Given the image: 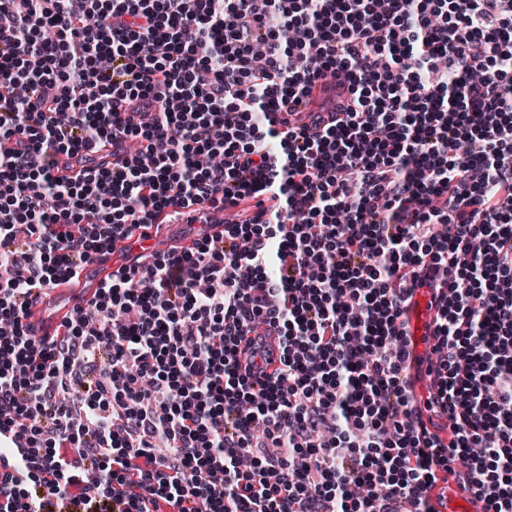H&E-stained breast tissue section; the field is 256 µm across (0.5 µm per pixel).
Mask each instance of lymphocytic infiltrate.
Segmentation results:
<instances>
[{"label":"lymphocytic infiltrate","mask_w":512,"mask_h":512,"mask_svg":"<svg viewBox=\"0 0 512 512\" xmlns=\"http://www.w3.org/2000/svg\"><path fill=\"white\" fill-rule=\"evenodd\" d=\"M2 138L0 512H429L461 461L512 512V0H0ZM103 140L121 165L54 176ZM248 201L29 335L114 238ZM424 270L446 444L407 378ZM86 279L87 271L83 272L78 279L69 280L51 287L52 289L40 291L30 304L26 319L31 336L37 340H42L61 334V324L64 318L71 313V308L68 306L55 309L59 305L62 295L66 293L63 288H72L69 290V294L66 295L67 302L71 303L72 306L82 304L86 301L84 295L75 287L82 285Z\"/></svg>","instance_id":"lymphocytic-infiltrate-1"}]
</instances>
